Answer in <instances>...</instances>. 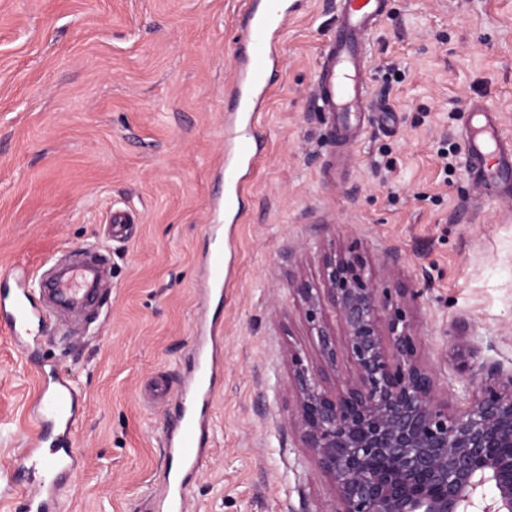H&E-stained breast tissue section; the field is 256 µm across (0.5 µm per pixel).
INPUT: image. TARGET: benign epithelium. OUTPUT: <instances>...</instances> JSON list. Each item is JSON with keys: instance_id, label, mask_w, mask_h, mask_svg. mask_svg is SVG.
<instances>
[{"instance_id": "benign-epithelium-1", "label": "benign epithelium", "mask_w": 512, "mask_h": 512, "mask_svg": "<svg viewBox=\"0 0 512 512\" xmlns=\"http://www.w3.org/2000/svg\"><path fill=\"white\" fill-rule=\"evenodd\" d=\"M322 283L291 282L322 363L292 361L291 423L332 483L336 512H512V369L485 357L465 321H456L453 370L466 404L453 408L405 310L415 289L377 287L355 250L325 254ZM325 300L343 329L341 344L318 317ZM346 361L354 368L347 375ZM324 367L336 386L326 385Z\"/></svg>"}]
</instances>
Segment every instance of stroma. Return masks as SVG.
I'll return each mask as SVG.
<instances>
[{"mask_svg":"<svg viewBox=\"0 0 512 512\" xmlns=\"http://www.w3.org/2000/svg\"><path fill=\"white\" fill-rule=\"evenodd\" d=\"M250 2L0 0V286L84 250L108 258V284L73 336L43 327L30 350L0 327V469L32 431L41 371L84 397L71 435L83 459L56 512H167L166 442L201 323L219 338L221 373L183 512H334L288 424L291 358L318 359L289 282H320L329 251L362 252L378 287L418 290L407 313L450 402L461 401L456 320L512 367V195L474 187L461 138L480 99L512 139V0H389L369 52L371 90L392 111L340 147L310 108L335 3L302 0L245 220L224 227L219 297L208 225ZM117 208L134 216L123 240L109 230ZM208 282L213 291L224 293V253L218 245L207 259Z\"/></svg>","mask_w":512,"mask_h":512,"instance_id":"1","label":"stroma"}]
</instances>
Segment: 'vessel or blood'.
Here are the masks:
<instances>
[{"label": "vessel or blood", "instance_id": "vessel-or-blood-1", "mask_svg": "<svg viewBox=\"0 0 512 512\" xmlns=\"http://www.w3.org/2000/svg\"><path fill=\"white\" fill-rule=\"evenodd\" d=\"M389 0H336V17L320 52L314 79V111L337 119L341 134L354 137L364 114L378 112L369 90V59L366 41L388 12ZM293 10L290 0H252L244 25V43L233 54L231 66L236 82L227 93L228 110L236 114L237 128L224 154V216L239 222V206L248 175L261 153L258 117L263 112L272 87L270 74L278 65L279 47L286 20ZM462 131L468 154L471 179L482 186L498 172L512 169V141L505 139L494 120L493 111L481 101H473ZM208 282L213 291L224 288V253L214 249L207 260ZM89 271L79 267L53 290L54 296L81 306L88 302L86 283ZM31 290L21 285L0 292V322L14 337L28 333L32 324L43 321L44 313L29 308ZM197 373L191 383L181 386L185 403L177 417V429L167 441V451L180 462L179 473L164 478V494L170 505L181 508L190 477L198 470L205 450L201 446L207 412L213 395L212 381L218 361L199 343ZM37 428L19 451L14 473L33 478L24 502L26 512H53L58 488L80 463L70 444V436L81 418V397L73 383L58 376L43 378L31 401Z\"/></svg>", "mask_w": 512, "mask_h": 512}]
</instances>
